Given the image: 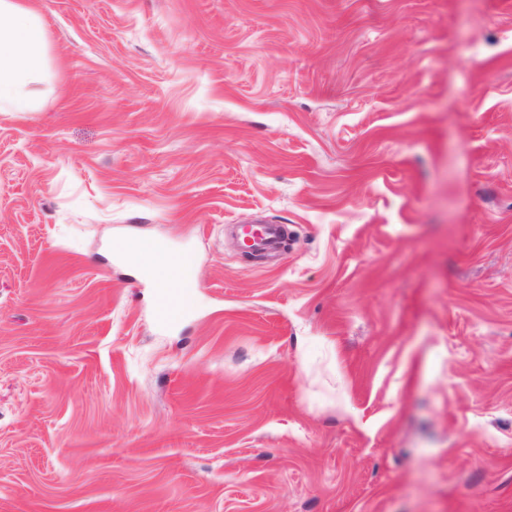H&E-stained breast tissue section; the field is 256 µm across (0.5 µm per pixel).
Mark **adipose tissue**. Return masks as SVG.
<instances>
[{"label": "adipose tissue", "mask_w": 512, "mask_h": 512, "mask_svg": "<svg viewBox=\"0 0 512 512\" xmlns=\"http://www.w3.org/2000/svg\"><path fill=\"white\" fill-rule=\"evenodd\" d=\"M47 57V32L40 13L29 0H0V112L32 111L25 88L43 73ZM121 252L127 265L157 284L177 287L180 304H189L186 283L192 264L187 255L153 239L126 240Z\"/></svg>", "instance_id": "obj_1"}]
</instances>
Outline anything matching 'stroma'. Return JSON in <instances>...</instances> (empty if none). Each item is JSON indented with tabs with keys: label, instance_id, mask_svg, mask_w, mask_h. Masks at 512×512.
Listing matches in <instances>:
<instances>
[{
	"label": "stroma",
	"instance_id": "1",
	"mask_svg": "<svg viewBox=\"0 0 512 512\" xmlns=\"http://www.w3.org/2000/svg\"><path fill=\"white\" fill-rule=\"evenodd\" d=\"M32 4L0 512H512V0ZM144 237L193 264L171 324ZM246 241L251 248H257L261 251H275L281 239V225L264 224L258 227H252L246 233Z\"/></svg>",
	"mask_w": 512,
	"mask_h": 512
}]
</instances>
